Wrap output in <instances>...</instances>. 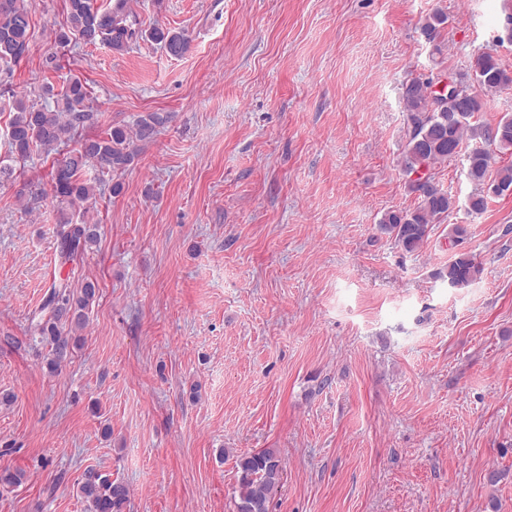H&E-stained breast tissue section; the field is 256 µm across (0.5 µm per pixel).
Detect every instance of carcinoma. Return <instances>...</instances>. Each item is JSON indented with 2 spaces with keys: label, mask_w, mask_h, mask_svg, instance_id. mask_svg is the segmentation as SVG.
Listing matches in <instances>:
<instances>
[{
  "label": "carcinoma",
  "mask_w": 512,
  "mask_h": 512,
  "mask_svg": "<svg viewBox=\"0 0 512 512\" xmlns=\"http://www.w3.org/2000/svg\"><path fill=\"white\" fill-rule=\"evenodd\" d=\"M28 0H0V61L16 62L28 49L31 29ZM67 29L57 35L60 44L75 37L86 44L104 45L123 51L143 36L134 28L135 21L125 9V0L115 7L101 8L94 0H66ZM448 23L441 11L429 14L421 29L436 51L438 40ZM149 38L161 44L174 57L190 48L185 31L153 28ZM473 78L468 81L465 98L441 97L431 89L432 80L415 78L402 85L406 115V143L402 151V169L408 177V190L417 204L408 210L385 212L378 222L381 233L407 252H413L428 239L431 227L448 217L455 199L435 181V170L458 157L463 144L474 142L465 154L467 175L475 189L469 196L468 213H484L489 196L512 194V164L493 167L496 157L512 155V115L503 116L496 125L473 121L487 98L512 86V72L503 68L490 54L478 56L471 65ZM8 126L11 161L26 162L33 155H49L81 135L95 123L91 96L85 82L70 79L60 92L48 87L43 103L17 100ZM167 122L159 112L139 116L133 127H110L102 134L83 138L78 147L53 165L51 191L55 200L73 206L95 196L98 180L90 171L122 173L137 158L136 142L152 139ZM57 256L65 267L93 249L99 238L98 224L77 220L72 212L59 210ZM483 268L477 259L459 251L448 262V285L465 288L476 281ZM96 285L87 281L74 288L69 278L54 283L42 305L31 315L30 329L49 347V369L58 371L79 342V337L65 331L85 325L90 307L96 301ZM236 494L237 512H270V506L282 487V465L273 449L246 454L238 459ZM79 492L87 512H124L127 487L111 475L94 468L84 472Z\"/></svg>",
  "instance_id": "1"
}]
</instances>
